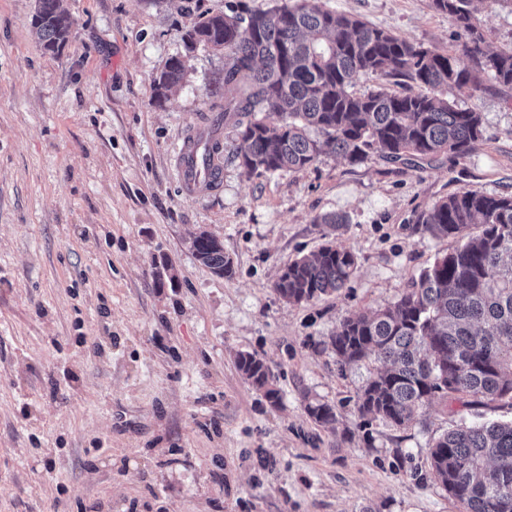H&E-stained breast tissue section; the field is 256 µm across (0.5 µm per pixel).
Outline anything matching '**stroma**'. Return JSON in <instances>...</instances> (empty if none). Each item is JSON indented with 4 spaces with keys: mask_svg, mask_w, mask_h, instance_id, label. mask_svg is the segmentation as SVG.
Listing matches in <instances>:
<instances>
[{
    "mask_svg": "<svg viewBox=\"0 0 512 512\" xmlns=\"http://www.w3.org/2000/svg\"><path fill=\"white\" fill-rule=\"evenodd\" d=\"M239 1L60 0L72 27L53 54L31 24L35 0H0V512H459L429 442L473 409L438 401L407 427L363 426L353 398L373 363L339 371L321 344L455 247L416 224L423 209L463 188L512 193V90H448L483 116L463 161L415 171L325 154L249 175L233 123L209 121L224 54L182 40ZM325 3L433 50L458 41L431 0ZM481 10L488 49L511 48L512 0ZM174 57L185 80L156 105ZM212 132L220 181L187 193L181 145ZM329 213L345 227L319 223ZM201 230L223 242L230 276L193 255ZM330 240L354 253L355 275L283 301L281 269ZM241 352L277 374L279 406L244 381ZM317 401L336 426L308 417Z\"/></svg>",
    "mask_w": 512,
    "mask_h": 512,
    "instance_id": "1",
    "label": "stroma"
}]
</instances>
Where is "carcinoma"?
Here are the masks:
<instances>
[{
	"mask_svg": "<svg viewBox=\"0 0 512 512\" xmlns=\"http://www.w3.org/2000/svg\"><path fill=\"white\" fill-rule=\"evenodd\" d=\"M477 0H431L455 24L451 51L425 48L323 0H282L265 12L205 13L185 33L188 49L224 51V111L239 145L234 160L249 173L299 172L328 153L351 164L371 156L416 170L443 155L466 159L483 138L481 113L448 101L451 88L473 95L490 82L512 90V48L486 46ZM32 25L43 50L58 53L72 21L58 0H36ZM371 74L387 80L355 90ZM185 65L170 59L153 101L182 84ZM415 223L456 247L435 257L392 306L343 318L330 346L341 366L381 365L355 398L362 419L395 427L424 408L460 395L512 408V195L462 189L421 211ZM195 258L222 278L232 273L224 244L206 230L191 242ZM357 269L351 250L329 241L287 264L273 283L302 304L344 287ZM244 380L271 404L277 377L266 360L241 352ZM317 424L336 423L327 403H309ZM430 470L460 512H512V420L462 423L434 439Z\"/></svg>",
	"mask_w": 512,
	"mask_h": 512,
	"instance_id": "cac0c4a2",
	"label": "carcinoma"
}]
</instances>
